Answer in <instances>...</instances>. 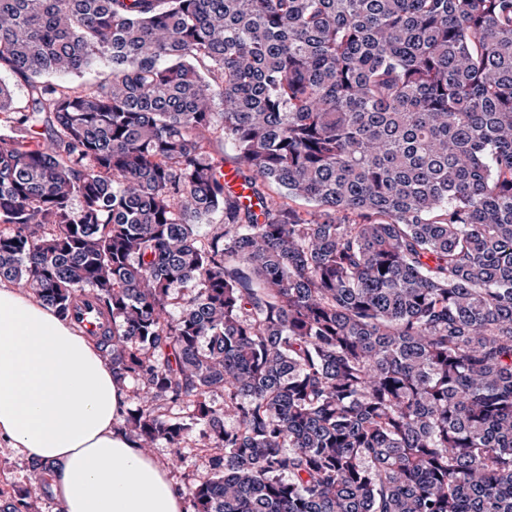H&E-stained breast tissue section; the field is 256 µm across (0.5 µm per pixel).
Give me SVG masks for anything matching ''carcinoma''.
Segmentation results:
<instances>
[{"instance_id":"1","label":"carcinoma","mask_w":512,"mask_h":512,"mask_svg":"<svg viewBox=\"0 0 512 512\" xmlns=\"http://www.w3.org/2000/svg\"><path fill=\"white\" fill-rule=\"evenodd\" d=\"M0 73V283L194 512H512V0H0Z\"/></svg>"}]
</instances>
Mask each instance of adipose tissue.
I'll list each match as a JSON object with an SVG mask.
<instances>
[{"label":"adipose tissue","mask_w":512,"mask_h":512,"mask_svg":"<svg viewBox=\"0 0 512 512\" xmlns=\"http://www.w3.org/2000/svg\"><path fill=\"white\" fill-rule=\"evenodd\" d=\"M125 398L93 340L0 287V438L50 466L63 512H185L165 468L117 429Z\"/></svg>","instance_id":"ef3b65f1"}]
</instances>
